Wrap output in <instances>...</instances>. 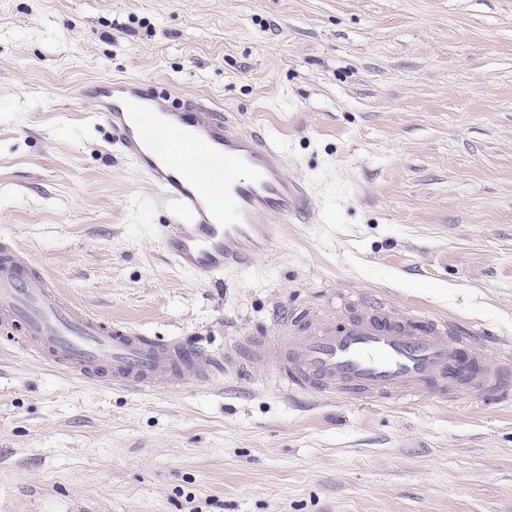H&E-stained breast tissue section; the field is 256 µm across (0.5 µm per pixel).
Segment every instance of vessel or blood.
<instances>
[{
  "instance_id": "b4317fda",
  "label": "vessel or blood",
  "mask_w": 512,
  "mask_h": 512,
  "mask_svg": "<svg viewBox=\"0 0 512 512\" xmlns=\"http://www.w3.org/2000/svg\"><path fill=\"white\" fill-rule=\"evenodd\" d=\"M90 96L128 160L181 217L163 240L173 263L200 279L243 269L277 246L280 227L296 221L309 201L304 182L288 177L287 152L271 133L247 131L198 99L171 95L132 78L96 83ZM172 129L224 164V200L216 202L172 157L157 156L145 122ZM22 254L0 244V335L21 333L33 355L110 385L154 389L206 378L216 360L204 349L113 327L62 297L47 277H24ZM280 335L258 344L255 356L285 370L287 390L317 396L371 394L418 405L430 383L453 395L465 377L448 356L455 327L447 317L414 320L405 308L378 300L365 313L337 322L314 313L304 327L280 318Z\"/></svg>"
}]
</instances>
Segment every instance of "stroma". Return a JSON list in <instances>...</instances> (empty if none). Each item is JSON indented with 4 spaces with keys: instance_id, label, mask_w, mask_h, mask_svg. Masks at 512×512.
<instances>
[{
    "instance_id": "35a3bbf8",
    "label": "stroma",
    "mask_w": 512,
    "mask_h": 512,
    "mask_svg": "<svg viewBox=\"0 0 512 512\" xmlns=\"http://www.w3.org/2000/svg\"><path fill=\"white\" fill-rule=\"evenodd\" d=\"M219 103L312 202L200 281L86 86ZM0 240L107 322L236 368L106 386L0 337V512H512V400L283 392L246 345L353 291L512 350V0H0Z\"/></svg>"
}]
</instances>
